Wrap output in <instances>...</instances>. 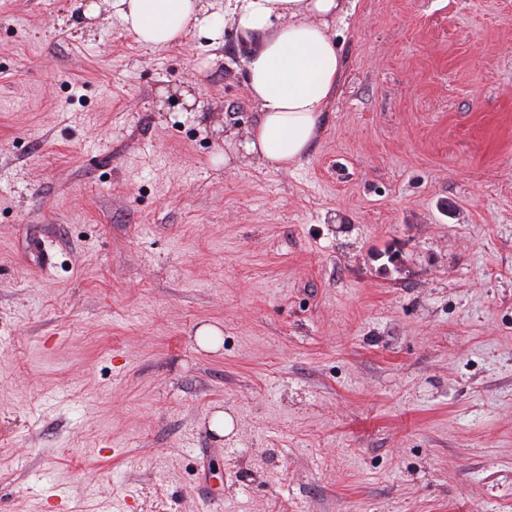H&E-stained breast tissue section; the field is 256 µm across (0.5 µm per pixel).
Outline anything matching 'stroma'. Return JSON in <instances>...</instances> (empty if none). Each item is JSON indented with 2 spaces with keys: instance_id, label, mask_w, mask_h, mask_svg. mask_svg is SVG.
I'll return each instance as SVG.
<instances>
[{
  "instance_id": "obj_1",
  "label": "stroma",
  "mask_w": 512,
  "mask_h": 512,
  "mask_svg": "<svg viewBox=\"0 0 512 512\" xmlns=\"http://www.w3.org/2000/svg\"><path fill=\"white\" fill-rule=\"evenodd\" d=\"M345 9L279 171L233 27L0 0V512H512V0Z\"/></svg>"
}]
</instances>
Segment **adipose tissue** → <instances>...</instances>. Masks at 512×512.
<instances>
[{
	"instance_id": "adipose-tissue-1",
	"label": "adipose tissue",
	"mask_w": 512,
	"mask_h": 512,
	"mask_svg": "<svg viewBox=\"0 0 512 512\" xmlns=\"http://www.w3.org/2000/svg\"><path fill=\"white\" fill-rule=\"evenodd\" d=\"M227 2L223 20L207 15L201 0H112V9L126 30L151 48L179 43L193 30L217 46L228 23L252 42L246 89L260 116L241 155L288 169L307 156L339 89L344 59L329 23L342 12L343 0Z\"/></svg>"
}]
</instances>
